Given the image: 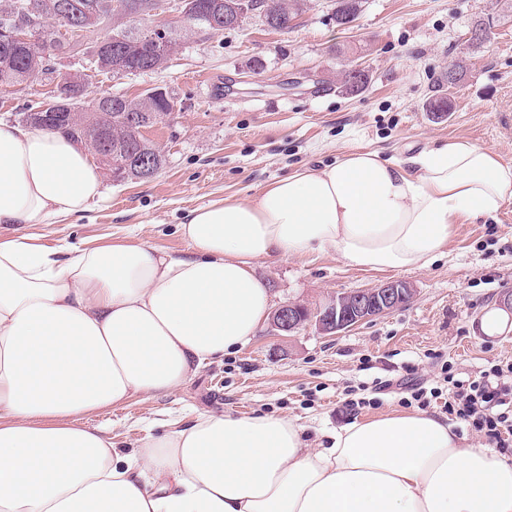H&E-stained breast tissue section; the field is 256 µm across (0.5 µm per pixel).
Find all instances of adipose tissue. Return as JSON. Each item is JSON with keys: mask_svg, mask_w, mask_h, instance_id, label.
<instances>
[{"mask_svg": "<svg viewBox=\"0 0 512 512\" xmlns=\"http://www.w3.org/2000/svg\"><path fill=\"white\" fill-rule=\"evenodd\" d=\"M103 197L80 142L0 121V226L21 228L0 233V512H512V466L424 411L352 423L325 448L284 417L202 413L133 455L83 422L251 341L272 307L260 261L330 249L358 270L431 265L455 224L512 201L498 152L345 150L192 209L186 256L133 234L41 243Z\"/></svg>", "mask_w": 512, "mask_h": 512, "instance_id": "obj_1", "label": "adipose tissue"}]
</instances>
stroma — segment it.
Returning a JSON list of instances; mask_svg holds the SVG:
<instances>
[{
  "label": "stroma",
  "mask_w": 512,
  "mask_h": 512,
  "mask_svg": "<svg viewBox=\"0 0 512 512\" xmlns=\"http://www.w3.org/2000/svg\"><path fill=\"white\" fill-rule=\"evenodd\" d=\"M291 29L247 19L239 28L186 39L154 73L89 80L92 93L136 97L164 88L175 97L169 119L145 130L165 164L150 181L105 184V203L45 229L44 244L110 242L136 233L181 255L178 226L190 210L225 197L247 199L297 168L328 164L347 148L403 158L464 139L512 163V6L505 0H365L348 29L331 16L335 0H303ZM497 18L491 47L466 35L475 20ZM352 44L370 83L357 96L336 84V49ZM467 70L437 118L427 109L437 76ZM274 304L316 307L330 297L389 280L413 284L405 307L335 337L306 329L275 336L261 327L251 342L204 365L168 395L135 397L89 414L118 452L135 453L150 435L200 413L271 414L297 421L311 447L336 429L401 414L397 382L435 386L441 371L457 379L512 361V323L487 328L495 302L512 292V202L495 217L456 225L445 255L408 271L346 267L334 251L259 262ZM386 383L374 393L376 383ZM361 406L348 408V397Z\"/></svg>",
  "instance_id": "stroma-1"
}]
</instances>
